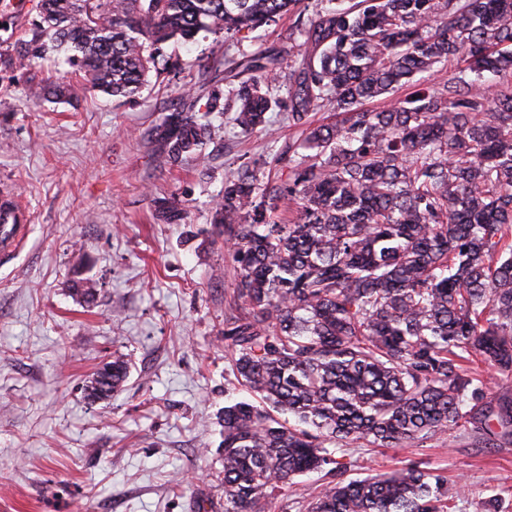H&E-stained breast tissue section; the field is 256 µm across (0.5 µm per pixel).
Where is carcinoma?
<instances>
[{
	"mask_svg": "<svg viewBox=\"0 0 512 512\" xmlns=\"http://www.w3.org/2000/svg\"><path fill=\"white\" fill-rule=\"evenodd\" d=\"M297 12L288 40L235 64L232 97L212 91L166 115L151 142L178 165L214 138L216 115L267 127L284 112L303 128L267 161L224 182L213 223L237 273L224 312L232 374L254 402L229 397L222 416L224 512H269L308 472L307 512H455L441 474L411 462L352 479L348 447L408 448L460 430L512 442V400L487 399L475 368L512 372V89L489 102L490 73L512 76V0H37L19 63L65 54L90 88L134 98L151 48L204 30L236 35ZM461 75L379 110L450 59ZM341 118L311 125L310 115ZM296 216L279 219V204ZM177 224L181 201L155 199ZM89 399L123 386L127 361L103 365Z\"/></svg>",
	"mask_w": 512,
	"mask_h": 512,
	"instance_id": "cac0c4a2",
	"label": "carcinoma"
}]
</instances>
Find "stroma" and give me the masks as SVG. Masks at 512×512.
Instances as JSON below:
<instances>
[{
	"mask_svg": "<svg viewBox=\"0 0 512 512\" xmlns=\"http://www.w3.org/2000/svg\"><path fill=\"white\" fill-rule=\"evenodd\" d=\"M31 15L0 29V187L14 188L30 219L23 246L0 262V512H193L196 498L224 512L219 416L233 381L224 304L233 264L212 223L224 181L244 161L298 138L282 112L269 133L226 125L222 140L170 167L151 131L200 90L229 94L214 77L243 53L276 47L283 16L246 40L199 33L153 53L134 99L91 90L81 73L37 59L20 66L15 43ZM50 80L63 95L29 97ZM174 195L178 224L154 217ZM96 289L72 293L76 262ZM130 362L111 398L83 385L114 353ZM353 475L421 462L448 479L457 512H512V444L484 448L459 432L411 448H354Z\"/></svg>",
	"mask_w": 512,
	"mask_h": 512,
	"instance_id": "1",
	"label": "stroma"
}]
</instances>
